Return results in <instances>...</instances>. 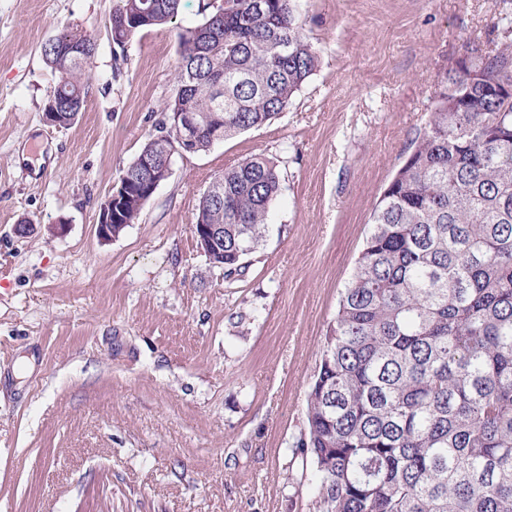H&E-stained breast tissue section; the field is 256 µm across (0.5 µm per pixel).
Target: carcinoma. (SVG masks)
<instances>
[{"mask_svg": "<svg viewBox=\"0 0 512 512\" xmlns=\"http://www.w3.org/2000/svg\"><path fill=\"white\" fill-rule=\"evenodd\" d=\"M298 0H224L178 33L177 89L157 133L123 174L117 224L146 198L142 160L162 159L189 115L194 152L280 115L319 56ZM181 0H120L113 49L162 30ZM43 44L71 124L88 89L91 34ZM476 76H436L434 105L380 196L371 231L329 324L293 454L313 465L315 512H512V42L470 43ZM224 199L201 197L196 222L224 226L215 261L230 280L268 232L277 164L250 156L224 170Z\"/></svg>", "mask_w": 512, "mask_h": 512, "instance_id": "cac0c4a2", "label": "carcinoma"}]
</instances>
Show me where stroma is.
Wrapping results in <instances>:
<instances>
[{
  "instance_id": "obj_1",
  "label": "stroma",
  "mask_w": 512,
  "mask_h": 512,
  "mask_svg": "<svg viewBox=\"0 0 512 512\" xmlns=\"http://www.w3.org/2000/svg\"><path fill=\"white\" fill-rule=\"evenodd\" d=\"M206 2L117 55L118 0H0V512H313L291 445L373 207L437 74L465 44L512 39V0H298L320 66L288 108L174 156L138 221L99 241L101 203L175 93L177 30ZM64 25L96 49L81 112L56 127L41 46ZM255 154L282 191L230 283L191 226Z\"/></svg>"
}]
</instances>
